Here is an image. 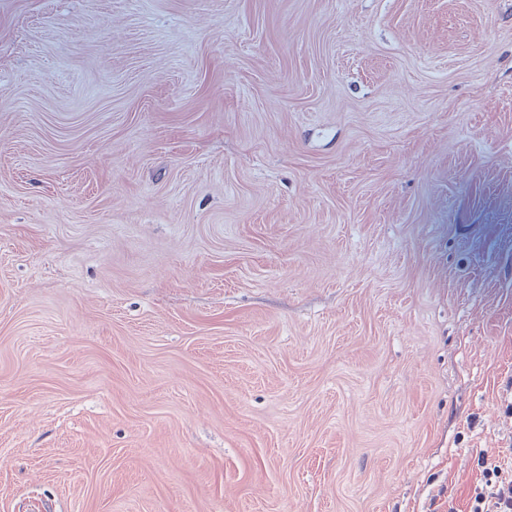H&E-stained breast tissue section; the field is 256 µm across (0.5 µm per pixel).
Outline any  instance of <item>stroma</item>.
I'll return each mask as SVG.
<instances>
[{"instance_id":"35a3bbf8","label":"stroma","mask_w":512,"mask_h":512,"mask_svg":"<svg viewBox=\"0 0 512 512\" xmlns=\"http://www.w3.org/2000/svg\"><path fill=\"white\" fill-rule=\"evenodd\" d=\"M512 479V0H0V512H471Z\"/></svg>"}]
</instances>
